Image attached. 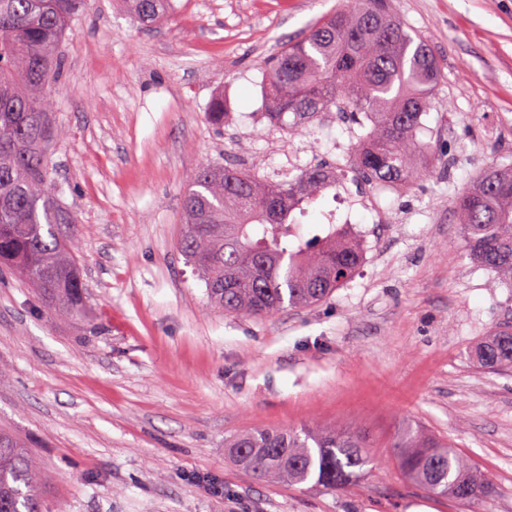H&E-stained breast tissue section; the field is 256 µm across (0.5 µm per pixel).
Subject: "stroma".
Here are the masks:
<instances>
[{
	"instance_id": "obj_1",
	"label": "stroma",
	"mask_w": 512,
	"mask_h": 512,
	"mask_svg": "<svg viewBox=\"0 0 512 512\" xmlns=\"http://www.w3.org/2000/svg\"><path fill=\"white\" fill-rule=\"evenodd\" d=\"M337 0H174L157 25L122 0L73 21L49 148L76 217L92 318L54 320L0 268V430L38 463L45 512H512V369L469 352L512 325V288L465 253L453 200L512 163V0H389L444 73L422 140L447 160L411 192L373 188L365 259L324 302L271 317L212 308L180 251L194 173L232 163L273 180L330 166L335 113L270 124L262 63ZM223 95V128L205 112ZM361 423L369 473L342 489L260 482L226 446L261 428ZM409 425L469 456L492 486L465 506L424 493L391 444Z\"/></svg>"
}]
</instances>
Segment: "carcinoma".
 <instances>
[{
  "label": "carcinoma",
  "instance_id": "carcinoma-1",
  "mask_svg": "<svg viewBox=\"0 0 512 512\" xmlns=\"http://www.w3.org/2000/svg\"><path fill=\"white\" fill-rule=\"evenodd\" d=\"M91 0H0V264L25 278L48 312L86 316L74 215L58 199L47 152L53 137L50 82L62 77V46ZM140 23L155 24L171 0H129ZM264 105L273 123L293 132L337 109L370 122L357 146L359 181L411 190L434 170L431 143L418 138L437 109L441 66L381 0H339L305 37L264 63ZM224 97L207 119L224 126ZM292 121H285L286 115ZM335 176L324 168L269 182L216 163L198 170L184 194L181 252L204 282L212 306L269 317L307 308L347 284L363 261L362 243L334 224L306 238L295 212L316 202ZM467 252L512 287V166L491 165L454 200ZM485 369L512 366V328L499 326L473 350ZM357 424L326 429H258L236 436L229 455L261 479L311 480L341 488L372 458ZM392 447L402 475L438 497L471 504L489 485L473 460L409 428ZM36 460L0 433V512H40Z\"/></svg>",
  "mask_w": 512,
  "mask_h": 512
}]
</instances>
